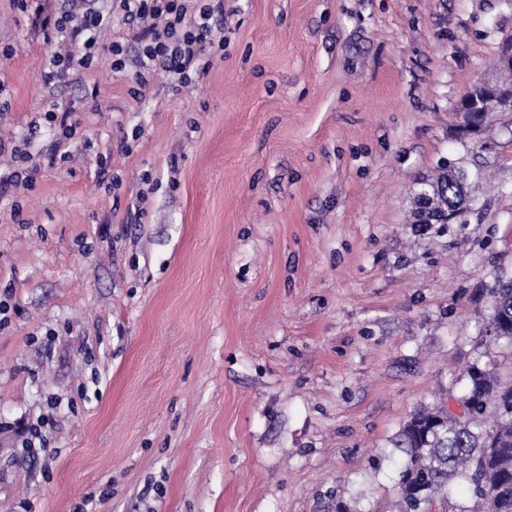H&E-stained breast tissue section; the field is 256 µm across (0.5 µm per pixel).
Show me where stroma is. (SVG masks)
<instances>
[{
    "instance_id": "1",
    "label": "stroma",
    "mask_w": 512,
    "mask_h": 512,
    "mask_svg": "<svg viewBox=\"0 0 512 512\" xmlns=\"http://www.w3.org/2000/svg\"><path fill=\"white\" fill-rule=\"evenodd\" d=\"M69 6L0 0V137L33 181L0 187V512H398L411 416L459 412L476 361L512 383L477 296L512 271V114L453 132L512 0H224L208 72L138 101L118 0L126 72L99 51L44 85ZM444 161L474 203L413 223Z\"/></svg>"
}]
</instances>
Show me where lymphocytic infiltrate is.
I'll use <instances>...</instances> for the list:
<instances>
[{"label":"lymphocytic infiltrate","mask_w":512,"mask_h":512,"mask_svg":"<svg viewBox=\"0 0 512 512\" xmlns=\"http://www.w3.org/2000/svg\"><path fill=\"white\" fill-rule=\"evenodd\" d=\"M127 19L137 24L134 35L140 46L133 93L146 95L150 77L158 71L173 75L178 85L189 86L207 73L202 58L208 48L223 42V27L213 25L214 14L223 12L216 0H120ZM104 23L103 14L87 10L82 15L63 13L53 23V33H67L70 50L53 53L44 73L45 83L59 81L73 72L91 67L95 49L112 57V69L124 71L126 51L122 44H99L96 32Z\"/></svg>","instance_id":"obj_1"}]
</instances>
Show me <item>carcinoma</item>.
Instances as JSON below:
<instances>
[{"label": "carcinoma", "instance_id": "carcinoma-1", "mask_svg": "<svg viewBox=\"0 0 512 512\" xmlns=\"http://www.w3.org/2000/svg\"><path fill=\"white\" fill-rule=\"evenodd\" d=\"M420 187L430 192L435 214L469 203L467 186L449 169L423 178ZM487 295L488 322L495 325L489 337L512 346V283L496 277ZM464 379V414L418 411L394 440V447L406 455L399 479L401 501L425 494L447 500L448 479L470 481L479 466L482 483L491 493L492 512H512V384H500L490 364L478 360L467 367Z\"/></svg>", "mask_w": 512, "mask_h": 512}]
</instances>
